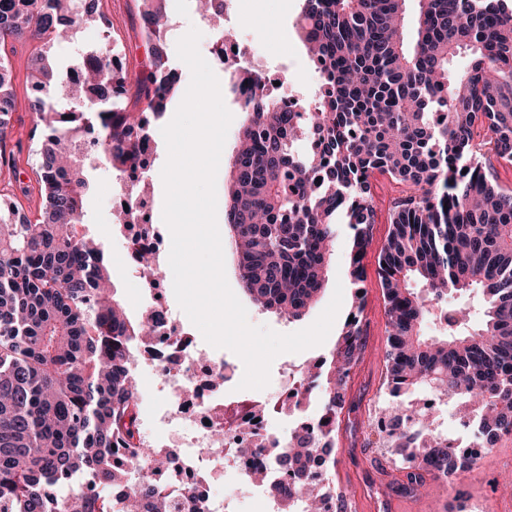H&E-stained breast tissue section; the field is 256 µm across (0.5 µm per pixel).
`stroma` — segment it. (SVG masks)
<instances>
[{"label":"stroma","instance_id":"obj_1","mask_svg":"<svg viewBox=\"0 0 512 512\" xmlns=\"http://www.w3.org/2000/svg\"><path fill=\"white\" fill-rule=\"evenodd\" d=\"M103 9L112 20V36L117 39L122 60L129 69L137 71L146 64L150 48L140 34L139 21L133 0H102ZM167 12L174 29L170 42H177L189 28L201 33L200 52H207L217 41V34L195 9L192 0H168ZM301 9L300 0H244L240 9L224 16V26L248 46L246 63L265 71H285L284 89L304 98H311L318 84L317 74L309 66V58L294 31L293 24ZM32 45L16 46L9 60L13 69L16 110L12 114L8 138L21 145L17 152V182L19 203L29 217H36L39 197L33 170L37 164L35 147L28 137L36 123V116L28 109L30 89L27 83V62ZM83 177L87 183L84 196L85 222L80 233L97 239L106 249L115 286L116 299L125 303L132 318L140 316V301L146 285L139 272L128 270L123 262L125 236L115 221L109 191L116 179L112 168L97 160L84 163ZM373 192L377 203L376 222L372 240L364 259L367 270L363 329L365 346L360 361L348 385L346 413L341 416L336 433V488L346 497L364 503L366 512H382L377 494L379 484L394 475L389 466V453L381 448L374 431L378 418L390 396L385 385L384 355L387 344V316L378 276L377 256L389 234L391 202L401 196L403 186L394 184L387 176L374 174ZM342 287L341 309L349 311L353 287L347 273V253L344 245H337L332 255L331 268L324 288L308 314L290 322L275 314L261 311L248 296L240 301L254 325H266L280 333H292L312 324L332 299L335 287ZM342 317L336 318L325 340L318 347L299 353L279 355L271 367V380L262 390H225L226 398L265 402L273 399L283 381L285 369L328 356L343 327ZM512 472V436H506L483 454L477 466L458 473L450 480L429 482L423 495L401 500L406 512H452L455 500L467 496L474 503H487L493 512H512V492L503 491L496 479Z\"/></svg>","mask_w":512,"mask_h":512}]
</instances>
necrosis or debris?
I'll use <instances>...</instances> for the list:
<instances>
[{
  "label": "necrosis or debris",
  "mask_w": 512,
  "mask_h": 512,
  "mask_svg": "<svg viewBox=\"0 0 512 512\" xmlns=\"http://www.w3.org/2000/svg\"><path fill=\"white\" fill-rule=\"evenodd\" d=\"M154 152L153 139L143 140L136 163L137 174L120 179L119 203L127 204L134 217L127 225L124 253L130 265H137L142 251H157L156 232L146 223L153 210L151 195L140 190L138 173L146 169ZM159 319L151 343L140 347L133 367L138 375H152L157 390L169 397V405L157 409L151 421L140 427V436L154 443L160 433L173 437L168 461L151 477L173 505V512H234L237 493L214 492L210 479L218 462L229 464L244 485H252V473L265 467L266 455L254 452V445L282 448L284 434L268 427L243 433L242 419L255 418L249 402L224 397L225 383L236 380L234 366L208 357L197 343L180 329L163 301L150 305Z\"/></svg>",
  "instance_id": "necrosis-or-debris-1"
}]
</instances>
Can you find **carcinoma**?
Returning a JSON list of instances; mask_svg holds the SVG:
<instances>
[{"label":"carcinoma","instance_id":"obj_1","mask_svg":"<svg viewBox=\"0 0 512 512\" xmlns=\"http://www.w3.org/2000/svg\"><path fill=\"white\" fill-rule=\"evenodd\" d=\"M303 0L295 22L320 91L298 111L280 107L254 69L241 106L224 203V234L243 291L261 310L299 320L328 276L339 223L352 231L349 314L329 357L298 371L316 414L295 412L288 447L269 449L254 473L281 512H312L314 469L336 464V431L364 348L363 265L376 171L408 187L392 205L378 258L388 316L385 378L391 397L378 430L398 475L381 491L415 498L430 480L479 462L450 450L424 390L452 405L470 440L492 448L512 436V190L491 159L512 164V6L507 0ZM167 0H136L151 71L131 78L112 56L101 0H0V174L15 171L7 128L15 109L5 46L39 43L28 65L30 110L43 125L35 170L39 214L0 205V512H169L148 466L165 459L139 437L131 365L153 336L114 298L104 250L79 234L84 221L79 145L95 143L118 173L136 159L144 113L160 119L178 89L163 32ZM101 41L81 54V82L66 101L49 50L81 28ZM478 290L483 320L447 308L439 336L421 334L450 293ZM140 473L125 488L114 456Z\"/></svg>","mask_w":512,"mask_h":512}]
</instances>
